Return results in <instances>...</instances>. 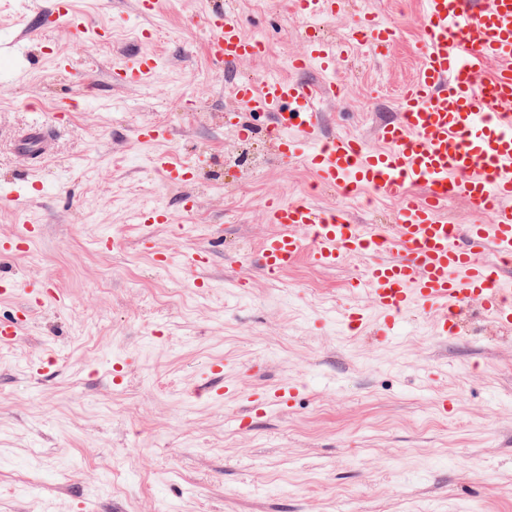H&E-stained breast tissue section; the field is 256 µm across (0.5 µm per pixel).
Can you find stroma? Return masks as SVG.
<instances>
[{"mask_svg":"<svg viewBox=\"0 0 512 512\" xmlns=\"http://www.w3.org/2000/svg\"><path fill=\"white\" fill-rule=\"evenodd\" d=\"M91 26L48 31L31 12L53 0H0V188L41 181L23 208L0 204V237L24 221L42 234L0 262L20 289L0 297V320L23 288L48 280L66 297L48 301L8 345L0 344V512H512V329L462 310L458 336L441 335L410 311L390 340L352 279L366 261L333 269L300 262L279 279L258 263L270 199L310 198L344 206L353 223L393 229L395 198H345L315 186L302 163L278 158L263 139L238 142L225 125V65L206 51V14L235 10L267 54L238 63L236 75H297L291 58L305 44L304 21L286 0H71ZM422 0H346L342 16L317 30L342 38L362 13L397 27L385 53L349 43L336 72L341 94L325 112L323 135L372 140L398 110L416 73ZM110 32L109 40L91 31ZM155 39L141 43L140 30ZM27 43V59L14 45ZM145 50L161 67L147 88L114 85L110 72ZM80 71L59 70L55 56ZM74 109L42 168L16 146L31 123L53 125L55 107ZM171 131L163 143L139 127ZM174 153L205 156L194 181L174 184L152 163ZM258 168L232 166L243 155ZM154 205L186 227L132 223ZM114 239L102 251L98 239ZM153 238L174 262L156 266L140 240ZM209 249L189 274L183 254ZM252 287L235 295V281ZM365 306L357 334L339 311ZM51 360L41 375L33 365ZM223 361L236 394L197 393L207 365ZM298 385L294 407L238 419L247 395Z\"/></svg>","mask_w":512,"mask_h":512,"instance_id":"obj_1","label":"stroma"}]
</instances>
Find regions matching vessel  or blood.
<instances>
[{
  "label": "vessel or blood",
  "mask_w": 512,
  "mask_h": 512,
  "mask_svg": "<svg viewBox=\"0 0 512 512\" xmlns=\"http://www.w3.org/2000/svg\"><path fill=\"white\" fill-rule=\"evenodd\" d=\"M343 0H293L304 18H333ZM210 59L234 63L259 58L265 45L248 37L239 16L220 10L205 18ZM48 29L63 27L82 34V15L69 0H58L44 15ZM396 29L366 16L349 28L348 40L388 50ZM420 66L400 92L395 119L379 125L382 150L369 148L351 135L322 137L319 100L334 101L336 83L315 85L278 76L262 83L243 77L233 85L234 100L251 112L267 113L270 142L277 156L298 161L314 174L318 185L353 196L372 191L397 196L395 232L353 224L344 209L325 211L308 201L270 200L267 218L274 230L262 241L263 272L278 278L306 260L333 268L346 257H366V277L354 280L369 289L384 322L397 324L413 308L427 313L440 334L459 331L457 308L479 302L491 322L512 326V284L502 277V258H512V0H423L418 31ZM342 45L309 35L305 51L292 60L294 69L316 65L335 73ZM160 66L150 53H136L113 66L120 85L149 82ZM51 140L48 127L34 124L24 147L43 159ZM155 165L173 183L188 181L191 163L163 153ZM423 187L419 198L409 189ZM463 201L473 222L451 224L442 213L448 199ZM38 224L23 235L0 238V256L8 257L41 234ZM50 281L30 285L20 316L0 321V344L13 342L33 310L57 298Z\"/></svg>",
  "instance_id": "obj_1"
}]
</instances>
